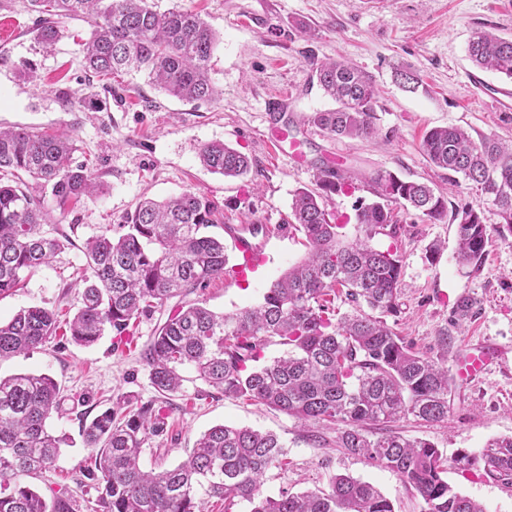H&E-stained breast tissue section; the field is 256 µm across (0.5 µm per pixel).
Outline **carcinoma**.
Instances as JSON below:
<instances>
[{
	"label": "carcinoma",
	"instance_id": "obj_1",
	"mask_svg": "<svg viewBox=\"0 0 512 512\" xmlns=\"http://www.w3.org/2000/svg\"><path fill=\"white\" fill-rule=\"evenodd\" d=\"M39 13L37 43L59 39V19L76 17L90 27L83 67L103 79L143 73L148 83L186 102H211L218 91L209 62L218 37L198 14L172 8L160 13L148 0H29ZM471 61L512 78V37L474 33ZM312 78L336 102L305 116L321 132L351 139L376 136L378 92L369 74L345 60H311ZM422 150L448 182L463 179L487 195L512 231V148L490 138L476 142L458 126L429 130ZM73 139L28 127L0 129V296L15 291L22 275L50 262L63 242L44 234L48 213L30 185L50 191L59 208L92 194L96 177L72 161ZM200 162L225 177L247 174V155L225 143L198 150ZM376 200L355 206L357 234L347 239L322 199L343 191L339 170L320 169L318 190H297L291 223L309 245L307 258L288 268L254 308L217 314L201 302L168 316L145 353L149 378L160 393L181 389V368L194 367L226 397L254 400L300 422L339 426L338 447L353 457L397 474L424 503L423 512H483L444 479L440 449L390 429L413 416L426 422L448 418V368L413 351L386 317L399 311L400 259L371 240L394 223L391 203H401L430 222L448 213L444 194L392 172L372 178ZM458 221V264L478 268L490 234L476 211ZM217 222L216 206L186 190L164 201L145 199L127 218L124 234L90 238L85 257L90 276L81 306L66 322L80 346L106 331L129 345L144 312L230 274L224 241L205 229ZM344 292L352 312L332 317L329 297ZM60 328L59 312L29 307L0 322V360L26 355ZM285 355L263 360L273 342ZM63 395L48 374L0 377V512H74L73 498L47 500L21 482L52 466L67 444L52 426L62 415ZM168 415L155 402L140 403L117 417L108 409L84 426V448L97 486L92 512H206L217 499L224 512L241 501L249 512H394L373 484L334 475L328 488L263 495L264 477L286 465L288 447L279 436L245 426L217 425L196 440L187 459L173 468L145 470L144 445L164 434ZM462 469L479 467L512 485V436L493 439L477 454L455 459Z\"/></svg>",
	"mask_w": 512,
	"mask_h": 512
}]
</instances>
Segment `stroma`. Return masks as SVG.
Wrapping results in <instances>:
<instances>
[{"mask_svg":"<svg viewBox=\"0 0 512 512\" xmlns=\"http://www.w3.org/2000/svg\"><path fill=\"white\" fill-rule=\"evenodd\" d=\"M149 2L160 12L176 6L198 12L216 31L220 44L210 62L216 101L183 103L137 73L105 82L92 78L82 65L87 23L61 19L59 40L45 48L35 40L38 14L27 0H0V20L12 23L10 34L0 39L7 55L0 62V127L70 134L75 160L87 163L99 183L92 196L65 210L52 197L44 198L50 221L42 230L64 247L51 263L30 272L21 288L0 297V319L45 306L68 321L80 305L87 239L121 234L128 215L146 197L161 200L188 189L213 200L219 222L208 233L221 239L228 224H285L294 192L314 187L320 167L328 165L349 175L348 188L326 198L325 206L351 238L357 201L374 199V173L389 171L427 183L445 192L449 217L432 224L413 209L393 205L395 234L376 235L373 243L398 251L400 311L388 323L416 351L447 366L448 418L425 423L408 417L394 429L433 442L450 462L449 484L485 512H512V486L480 469L461 470L454 464L459 455L479 452L494 438L512 436V359L492 363L471 382L457 375L469 347H512V231L475 185H449L446 172L430 164L420 147L425 132L448 125L466 129L476 140L512 143V79L477 69L466 52L476 30L512 36V0ZM314 58L345 59L372 76L380 92L375 137L338 138L303 123L304 115L335 106L310 81ZM23 61L31 63V73L19 70ZM402 66L419 76L415 90L397 81L395 72ZM278 94L281 104L267 109V101ZM275 128L283 133L277 150L269 141ZM216 141L249 156V173L227 178L202 166L199 148ZM466 208L480 214L491 237L474 272L456 262L452 213ZM303 240L293 229L272 239L267 263L238 279L212 281L194 292V299L218 313L258 305L282 273L305 257ZM436 242L443 249L433 256L428 248ZM462 295L474 297L476 305L471 318L459 324L454 308ZM169 313L165 305L141 316L135 340L126 347H114L108 334L90 347L59 335L29 354L0 361L1 376L38 370L51 375L66 397V413L54 426L73 444L64 448L55 468L27 478V485L48 497L69 488L77 498L75 512H90L95 490L86 471L81 427L120 395L141 402L157 399L141 354ZM182 374L181 393L168 398L167 430L144 450L145 467L182 462L214 425L248 426L277 434L288 447L287 468L267 473L264 494L324 488L334 474L343 473L378 487L395 512H422L421 499L396 474L338 451L335 431H326L324 445L313 444L294 417L224 396L194 368L183 367Z\"/></svg>","mask_w":512,"mask_h":512,"instance_id":"stroma-1","label":"stroma"}]
</instances>
